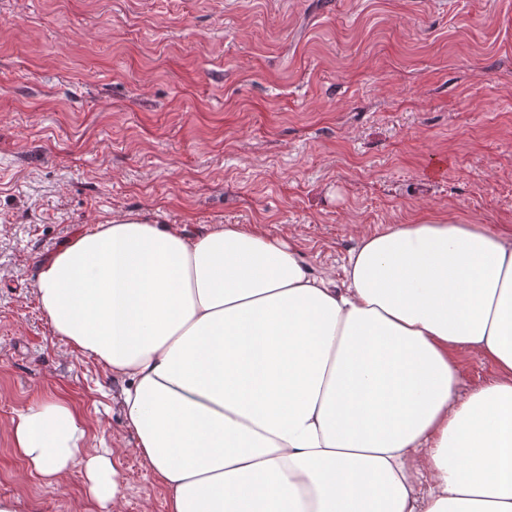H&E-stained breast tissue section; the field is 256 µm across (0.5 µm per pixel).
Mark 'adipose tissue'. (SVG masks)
Instances as JSON below:
<instances>
[{
    "mask_svg": "<svg viewBox=\"0 0 512 512\" xmlns=\"http://www.w3.org/2000/svg\"><path fill=\"white\" fill-rule=\"evenodd\" d=\"M54 335L121 381L166 512H512V230L430 214L363 234L317 273L261 225L118 218L43 259ZM495 378L461 394L462 359ZM30 474L123 495L83 417L10 421Z\"/></svg>",
    "mask_w": 512,
    "mask_h": 512,
    "instance_id": "obj_1",
    "label": "adipose tissue"
}]
</instances>
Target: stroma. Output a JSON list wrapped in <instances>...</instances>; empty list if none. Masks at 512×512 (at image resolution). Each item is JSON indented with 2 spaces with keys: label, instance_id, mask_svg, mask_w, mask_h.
<instances>
[{
  "label": "stroma",
  "instance_id": "stroma-1",
  "mask_svg": "<svg viewBox=\"0 0 512 512\" xmlns=\"http://www.w3.org/2000/svg\"><path fill=\"white\" fill-rule=\"evenodd\" d=\"M0 496L80 512L26 476L9 421L65 398L114 449L117 512H166L120 386L55 336L39 263L135 213L259 224L341 273L414 214L512 226V0H0Z\"/></svg>",
  "mask_w": 512,
  "mask_h": 512
}]
</instances>
